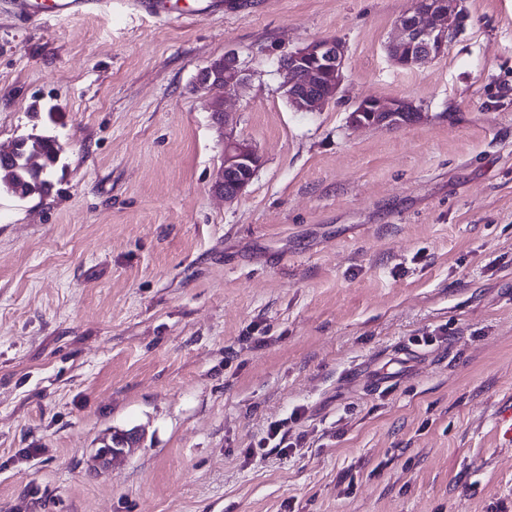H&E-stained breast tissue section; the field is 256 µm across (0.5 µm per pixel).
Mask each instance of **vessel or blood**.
<instances>
[{
    "label": "vessel or blood",
    "instance_id": "b4317fda",
    "mask_svg": "<svg viewBox=\"0 0 512 512\" xmlns=\"http://www.w3.org/2000/svg\"><path fill=\"white\" fill-rule=\"evenodd\" d=\"M223 10L224 0H196L188 8L177 7L175 0H0V14L27 27H38L51 20L109 17L116 13L161 23H191ZM495 429L499 445L512 447V402L497 408Z\"/></svg>",
    "mask_w": 512,
    "mask_h": 512
}]
</instances>
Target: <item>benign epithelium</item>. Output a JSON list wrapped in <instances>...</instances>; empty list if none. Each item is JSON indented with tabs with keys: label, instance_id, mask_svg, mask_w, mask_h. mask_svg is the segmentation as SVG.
Masks as SVG:
<instances>
[{
	"label": "benign epithelium",
	"instance_id": "1",
	"mask_svg": "<svg viewBox=\"0 0 512 512\" xmlns=\"http://www.w3.org/2000/svg\"><path fill=\"white\" fill-rule=\"evenodd\" d=\"M465 15L448 5V0H415L412 12L401 16L388 50L392 60L402 68L426 63L444 53L448 42L464 28ZM345 43L339 38H319L291 50L278 63L281 87L291 106L298 112H317L334 101L344 81ZM247 83V75L236 55L228 51L223 57L202 68L195 79L198 92L215 94L214 101L237 94ZM420 117L417 107L404 98H365L349 113L356 127L399 126ZM262 165V156L251 144L233 132L224 139V159L212 190L226 201L240 197ZM111 439L99 449V465L106 467L123 456L127 442L120 448L106 449Z\"/></svg>",
	"mask_w": 512,
	"mask_h": 512
}]
</instances>
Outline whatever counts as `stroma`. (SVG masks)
<instances>
[{
  "mask_svg": "<svg viewBox=\"0 0 512 512\" xmlns=\"http://www.w3.org/2000/svg\"><path fill=\"white\" fill-rule=\"evenodd\" d=\"M413 6L0 16V145L63 146L48 194L0 193V512H512V0H459L445 54L403 69ZM334 36L336 102L293 110L277 55ZM229 50L263 158L232 202L193 89ZM366 97L422 117L350 126ZM295 409V450L259 449ZM495 429L499 445L512 447V402L497 408Z\"/></svg>",
  "mask_w": 512,
  "mask_h": 512,
  "instance_id": "obj_1",
  "label": "stroma"
}]
</instances>
